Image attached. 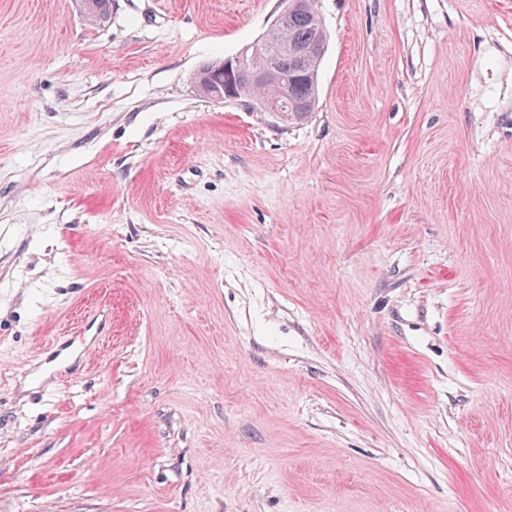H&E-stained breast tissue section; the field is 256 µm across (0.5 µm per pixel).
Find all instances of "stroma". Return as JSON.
I'll return each instance as SVG.
<instances>
[{
    "label": "stroma",
    "mask_w": 512,
    "mask_h": 512,
    "mask_svg": "<svg viewBox=\"0 0 512 512\" xmlns=\"http://www.w3.org/2000/svg\"><path fill=\"white\" fill-rule=\"evenodd\" d=\"M284 7L0 0V512H512V0H316L307 122L201 96Z\"/></svg>",
    "instance_id": "35a3bbf8"
}]
</instances>
